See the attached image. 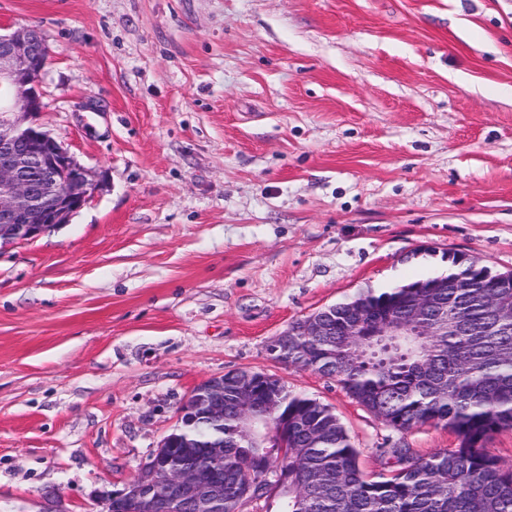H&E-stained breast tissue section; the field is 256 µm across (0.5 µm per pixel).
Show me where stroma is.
<instances>
[{"mask_svg":"<svg viewBox=\"0 0 512 512\" xmlns=\"http://www.w3.org/2000/svg\"><path fill=\"white\" fill-rule=\"evenodd\" d=\"M0 25L44 32L37 121L100 184L0 248V512H104L232 370L329 405L367 476L457 446L268 347L451 252L512 269V0H0Z\"/></svg>","mask_w":512,"mask_h":512,"instance_id":"1","label":"stroma"}]
</instances>
